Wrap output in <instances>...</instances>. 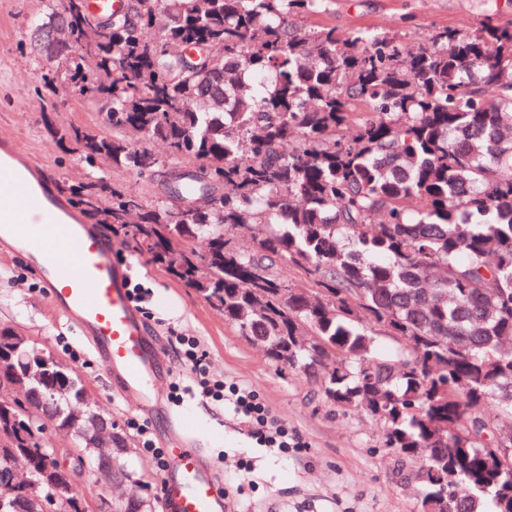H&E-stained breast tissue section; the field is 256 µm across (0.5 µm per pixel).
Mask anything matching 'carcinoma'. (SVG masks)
I'll list each match as a JSON object with an SVG mask.
<instances>
[{"instance_id":"1","label":"carcinoma","mask_w":512,"mask_h":512,"mask_svg":"<svg viewBox=\"0 0 512 512\" xmlns=\"http://www.w3.org/2000/svg\"><path fill=\"white\" fill-rule=\"evenodd\" d=\"M61 2L32 27L37 62L73 23ZM323 2L122 0L96 45L37 70L43 88L110 111L44 129L82 161L149 175L154 199L104 171L59 190L251 343L275 344L270 358L328 403L371 416L398 466H415L419 512H512V452L495 453L512 417V25L437 28L411 52L388 32L291 22ZM92 189L112 213L90 208ZM252 227L260 246L234 252L227 236ZM0 379L23 388L0 401V482L11 448L45 467L50 433L128 479L123 448L87 447L76 373L9 326Z\"/></svg>"}]
</instances>
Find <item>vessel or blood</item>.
<instances>
[{
    "label": "vessel or blood",
    "instance_id": "b4317fda",
    "mask_svg": "<svg viewBox=\"0 0 512 512\" xmlns=\"http://www.w3.org/2000/svg\"><path fill=\"white\" fill-rule=\"evenodd\" d=\"M46 180L15 148L0 147V252L38 262L53 309L88 338L113 388L147 408L161 396V358L129 297L128 274L100 226L84 223ZM171 424L184 438L169 449L163 474L168 512H229L204 449L188 436V423L175 418Z\"/></svg>",
    "mask_w": 512,
    "mask_h": 512
}]
</instances>
